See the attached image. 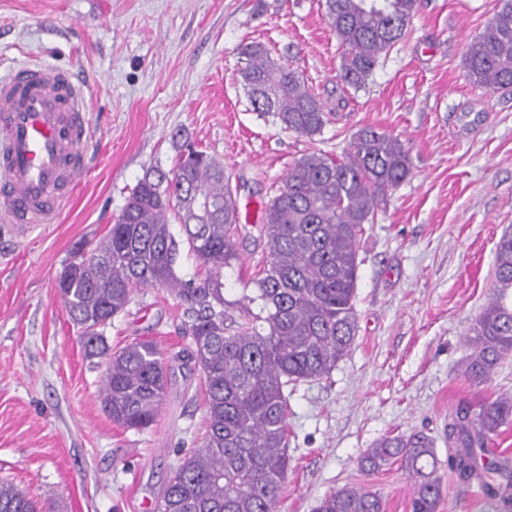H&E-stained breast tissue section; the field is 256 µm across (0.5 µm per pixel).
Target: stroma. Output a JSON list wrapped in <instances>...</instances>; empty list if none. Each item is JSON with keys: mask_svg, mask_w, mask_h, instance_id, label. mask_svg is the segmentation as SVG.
<instances>
[{"mask_svg": "<svg viewBox=\"0 0 512 512\" xmlns=\"http://www.w3.org/2000/svg\"><path fill=\"white\" fill-rule=\"evenodd\" d=\"M322 0H0V74L30 62L87 87L88 164L52 224L23 238L0 222V481L60 512H153L205 429L199 371L172 363L167 401L148 430L112 423L101 374L85 355L56 281L78 244L109 230L146 173L173 169L182 141L224 164L239 204L241 259L224 271L243 295L263 249L261 211L308 152L342 156L374 127L406 145L411 174L358 241L357 332L332 372L288 393L290 466L279 512H313L347 486L409 512L399 466L373 475L359 457L380 439L422 431L448 459L460 402L512 395V356L480 387L468 381L466 334L494 287V251L512 229V94L470 80L464 52L504 0H420L406 36L365 89L342 87V49ZM260 42L298 68L327 104L322 134L284 131L253 112L239 45ZM166 290L138 291L104 335L175 355L188 344ZM437 512H505L467 498L443 470Z\"/></svg>", "mask_w": 512, "mask_h": 512, "instance_id": "stroma-1", "label": "stroma"}]
</instances>
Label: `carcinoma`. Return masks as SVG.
<instances>
[{
	"label": "carcinoma",
	"instance_id": "1",
	"mask_svg": "<svg viewBox=\"0 0 512 512\" xmlns=\"http://www.w3.org/2000/svg\"><path fill=\"white\" fill-rule=\"evenodd\" d=\"M419 0H325V18L343 54L339 78L359 90L406 34ZM241 82L252 111L281 129L312 138L327 123L326 105L297 69L261 43L238 46ZM469 78L512 92V4L507 2L465 48ZM397 136L359 130L342 157L309 152L262 207L265 262L250 279L255 296L224 297V268L240 261L233 229L236 199L224 165L186 146L171 175H145L121 213L89 251L79 247L57 288L88 357L103 366L100 402L127 430L151 427L164 408L169 359L152 340L112 350L104 330L141 288H162L182 307L193 350L178 358L202 375L206 431L166 484L155 512H277L288 476V386L320 379L350 350L357 330L358 238L374 223L388 192L410 175ZM220 206L208 212L199 200ZM181 226L176 238L171 220ZM203 272L177 274L181 245ZM495 289L471 324L465 375L479 387L512 355V232L495 248ZM261 302L260 313L249 304ZM512 424V396L460 405L448 422V468L491 499L512 490V462L492 456ZM397 463L410 484V512H437L445 486L434 439L422 432L376 442L361 456L368 474ZM12 483L0 482V512H57ZM316 512H384L366 487L326 494Z\"/></svg>",
	"mask_w": 512,
	"mask_h": 512
}]
</instances>
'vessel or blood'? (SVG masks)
<instances>
[{
    "mask_svg": "<svg viewBox=\"0 0 512 512\" xmlns=\"http://www.w3.org/2000/svg\"><path fill=\"white\" fill-rule=\"evenodd\" d=\"M89 138L87 89L69 71L24 64L0 77V215L18 236L62 212Z\"/></svg>",
    "mask_w": 512,
    "mask_h": 512,
    "instance_id": "obj_1",
    "label": "vessel or blood"
}]
</instances>
